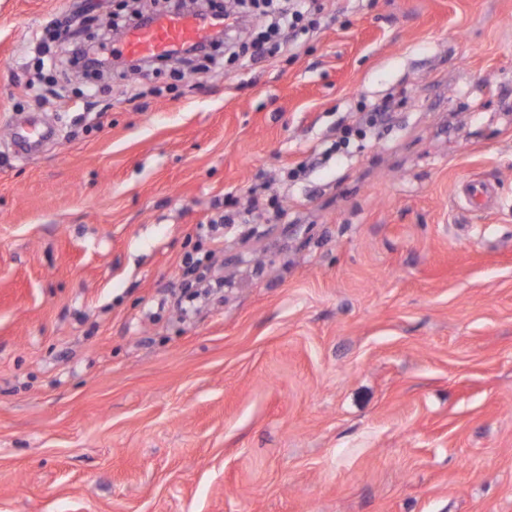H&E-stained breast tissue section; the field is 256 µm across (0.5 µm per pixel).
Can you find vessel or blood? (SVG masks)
<instances>
[{"label":"vessel or blood","mask_w":512,"mask_h":512,"mask_svg":"<svg viewBox=\"0 0 512 512\" xmlns=\"http://www.w3.org/2000/svg\"><path fill=\"white\" fill-rule=\"evenodd\" d=\"M223 26L224 18L218 14L175 12L130 27L118 36L115 45L125 57L173 56L208 41ZM54 134V129L49 125L42 128L16 125L12 128V140L24 156L34 152L45 140L53 138ZM460 192L465 196L469 209L484 210L496 205V192L488 182L467 180L462 183Z\"/></svg>","instance_id":"vessel-or-blood-1"}]
</instances>
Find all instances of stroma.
Listing matches in <instances>:
<instances>
[{
	"label": "stroma",
	"instance_id": "35a3bbf8",
	"mask_svg": "<svg viewBox=\"0 0 512 512\" xmlns=\"http://www.w3.org/2000/svg\"><path fill=\"white\" fill-rule=\"evenodd\" d=\"M125 2L0 0V512H512V0H331L296 57L87 107L37 47ZM254 187L287 215L211 241ZM390 102L385 101L371 112H351L349 122L342 127V136L336 141L334 149L340 150L342 145L350 141L351 137L365 139L369 133L374 132L383 125L389 114ZM55 130L48 125L44 128H36L29 125H13L12 141L18 146L20 154L27 157L34 152L45 140L54 137ZM460 193L465 195L470 210H484L496 207V192L488 182L469 179L462 183Z\"/></svg>",
	"mask_w": 512,
	"mask_h": 512
}]
</instances>
